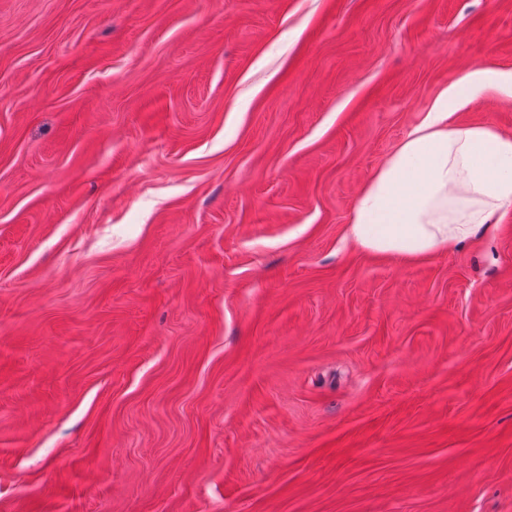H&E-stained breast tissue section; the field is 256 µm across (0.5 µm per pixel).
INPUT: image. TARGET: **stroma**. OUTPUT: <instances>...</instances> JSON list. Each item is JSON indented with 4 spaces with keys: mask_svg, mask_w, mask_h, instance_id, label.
<instances>
[{
    "mask_svg": "<svg viewBox=\"0 0 512 512\" xmlns=\"http://www.w3.org/2000/svg\"><path fill=\"white\" fill-rule=\"evenodd\" d=\"M478 68L512 0H0V512H512V217L346 239Z\"/></svg>",
    "mask_w": 512,
    "mask_h": 512,
    "instance_id": "35a3bbf8",
    "label": "stroma"
}]
</instances>
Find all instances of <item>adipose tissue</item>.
<instances>
[{
    "label": "adipose tissue",
    "mask_w": 512,
    "mask_h": 512,
    "mask_svg": "<svg viewBox=\"0 0 512 512\" xmlns=\"http://www.w3.org/2000/svg\"><path fill=\"white\" fill-rule=\"evenodd\" d=\"M512 76L475 69L453 83L356 198L348 237L361 251L414 261L456 249L512 212V137L450 124L451 108Z\"/></svg>",
    "instance_id": "ef3b65f1"
}]
</instances>
